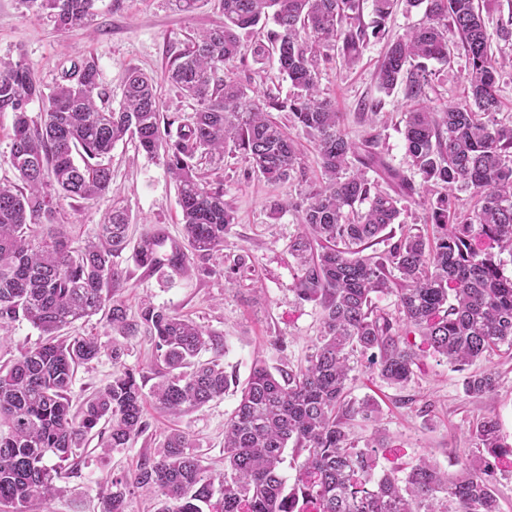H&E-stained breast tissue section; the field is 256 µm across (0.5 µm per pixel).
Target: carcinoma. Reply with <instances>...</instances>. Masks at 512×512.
Instances as JSON below:
<instances>
[{"label": "carcinoma", "instance_id": "carcinoma-1", "mask_svg": "<svg viewBox=\"0 0 512 512\" xmlns=\"http://www.w3.org/2000/svg\"><path fill=\"white\" fill-rule=\"evenodd\" d=\"M47 13L60 30L94 22L95 0H23ZM426 3L427 22L389 43L377 71L379 87L405 83L412 102L404 125L405 148L422 175L416 187L385 165L376 137L357 144L342 130V115L321 96L318 61L341 45L344 61L358 58L365 32L345 29L356 0H221L224 21L188 38L173 58L168 79L194 103L185 123L161 112L154 80L130 69L114 107L99 90L98 65L85 57L52 91L19 60L0 59V112L13 113L9 163L17 181L0 182V330L24 318L40 342L0 369V512H34L57 491L55 483L78 467L75 449L95 433L105 451L127 448L145 433L144 405L181 416L221 399L230 387L224 365L202 353L224 351V337L164 307L144 305L129 317L120 292L128 269L116 258L132 248L137 265L167 266L185 273L224 250L235 223L224 203V185L206 180L204 166L243 155L269 183H284L300 170L294 140L272 117L290 120L313 139L323 184L293 206L303 230L290 240L297 264L293 291L321 308L322 326L307 365L273 373L257 360L224 421V475L207 474L192 436L175 430L163 451L144 457L133 478L110 479L100 512H128L134 489L151 487L156 512H500L499 465L512 458L494 417L472 424L476 450L454 474L425 454L407 468L376 471L377 436L364 444L350 438L356 422L377 426L379 409L351 394L352 359L359 354L387 384L406 387L420 354L444 358L455 368L481 362L502 346L512 348V277L500 255L512 257V123L498 122L496 81L504 61L490 53L482 8L476 0H406ZM272 18L277 30L253 55L277 57L296 93L287 100L249 97L224 77L240 55L239 31ZM467 53L466 99L442 111L423 101L426 62L447 61L453 38ZM42 104L40 120L28 106ZM177 131H172V126ZM134 140L161 161L173 179L187 248L165 249L158 229L130 234V215L112 188L105 159L114 146ZM381 169L392 184L384 191L365 175ZM473 189V210L456 207L454 190ZM112 196V210L93 239L74 245L58 222L59 202ZM418 199L438 229L429 241L398 223L401 201ZM367 204L363 211L358 204ZM381 239L386 248L365 250ZM247 253L225 276L253 274ZM396 297L397 316L376 312L373 298ZM102 314L116 334L148 338L158 381L144 393L146 374L123 362L112 341V379L84 397L71 398L79 367L105 351L94 335H63L74 322ZM420 338L416 345L409 336ZM497 372L483 369L464 379L467 393L499 386ZM104 428H99V425ZM293 448V482L283 474Z\"/></svg>", "mask_w": 512, "mask_h": 512}]
</instances>
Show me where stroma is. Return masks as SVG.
<instances>
[{"label": "stroma", "instance_id": "obj_1", "mask_svg": "<svg viewBox=\"0 0 512 512\" xmlns=\"http://www.w3.org/2000/svg\"><path fill=\"white\" fill-rule=\"evenodd\" d=\"M96 11L91 28L61 31L47 14L26 9L21 0H0V58L23 60L49 90L74 64L95 56L101 87L113 104L121 99L128 69L136 67L154 77L163 112L186 116L192 102L169 83L168 62L189 34L222 21L220 0H204L190 14L179 11L175 0H97ZM424 20L423 8L410 9L401 2L386 22L387 37L367 36L354 63H346L332 50L319 64L321 94L342 112L347 137L357 143L376 137V150L387 164L416 182L421 176L410 166L403 140L408 108L404 89L399 86L391 93L382 92L376 72L388 36L403 34ZM271 29L267 23L241 31V58L233 75L247 93L285 98L294 88L279 73L276 60L257 63L251 54L254 41L267 38ZM467 70L468 58L459 47L452 49L449 61L429 62L426 104L438 110L464 100ZM365 100L380 102L376 116L362 114L360 104ZM289 133L300 146L303 169L288 182L269 183L243 160L225 159L219 176L224 182V200L233 208L237 222L225 237L223 252L209 261L213 275L197 270L154 272L139 267L127 251L119 258L131 274L122 295L130 314L151 303L220 334L226 345L221 358L224 370L240 383L247 380L258 359L273 371L286 363L305 364L320 328L319 306L300 301L292 289L297 269L288 244L302 230L300 215L294 207L279 214L271 208L275 200L301 202L310 185L321 178L312 143L301 129L293 127ZM111 167L112 183L121 188L132 223L140 229H162L170 243L182 244L177 190L162 162L138 152L134 142L127 141L114 147ZM111 205L108 196L68 199L61 203V221L68 224L75 243L81 244L93 236ZM243 251L254 261L256 277L226 284L221 269L229 257ZM481 366L499 371L503 382L494 392L475 397L463 389V372L439 357L424 358L413 381L401 390L378 378L367 362L358 363L351 396L376 400L382 412L379 469L413 462L425 452L441 469L457 471L463 450L475 445L471 425L484 416L496 417L505 442L512 443V357L494 355ZM237 400V393L230 390L223 399L176 420L146 405L148 431L129 448L107 456L97 438L84 442L77 451L80 466L58 480V493L39 512H98V493L106 476L132 473L141 456L162 451L166 434L174 428L197 439L208 470L222 472L224 421Z\"/></svg>", "mask_w": 512, "mask_h": 512}]
</instances>
